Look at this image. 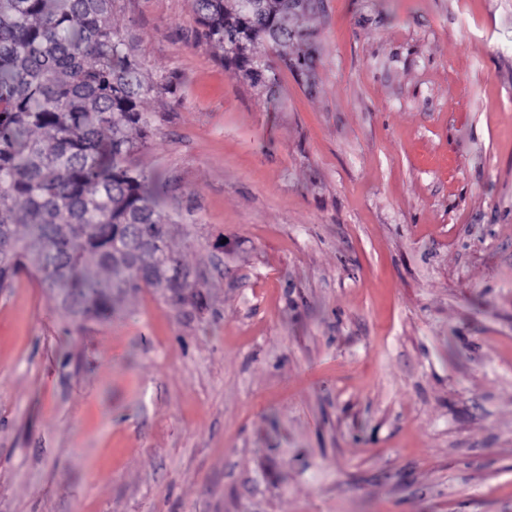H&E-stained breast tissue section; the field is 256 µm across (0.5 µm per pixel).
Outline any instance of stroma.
<instances>
[{
    "label": "stroma",
    "mask_w": 512,
    "mask_h": 512,
    "mask_svg": "<svg viewBox=\"0 0 512 512\" xmlns=\"http://www.w3.org/2000/svg\"><path fill=\"white\" fill-rule=\"evenodd\" d=\"M113 21L200 300L0 291V512H512V0H321L269 94Z\"/></svg>",
    "instance_id": "obj_1"
}]
</instances>
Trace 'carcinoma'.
Segmentation results:
<instances>
[{"label":"carcinoma","mask_w":512,"mask_h":512,"mask_svg":"<svg viewBox=\"0 0 512 512\" xmlns=\"http://www.w3.org/2000/svg\"><path fill=\"white\" fill-rule=\"evenodd\" d=\"M117 0H0V289L26 272L78 321L111 316L143 286L165 295L172 218L139 170L157 87ZM198 35L253 88L276 83L268 51L309 77L312 0H193Z\"/></svg>","instance_id":"carcinoma-1"}]
</instances>
